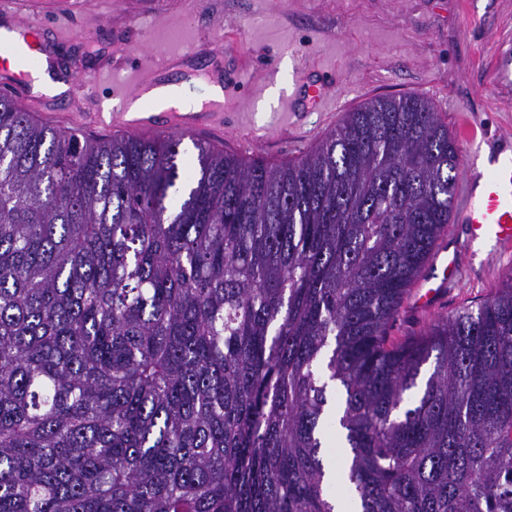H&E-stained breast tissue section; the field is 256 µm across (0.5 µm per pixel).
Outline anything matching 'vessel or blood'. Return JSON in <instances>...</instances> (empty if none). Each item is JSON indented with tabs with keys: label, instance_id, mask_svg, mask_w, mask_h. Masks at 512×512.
Returning <instances> with one entry per match:
<instances>
[{
	"label": "vessel or blood",
	"instance_id": "1",
	"mask_svg": "<svg viewBox=\"0 0 512 512\" xmlns=\"http://www.w3.org/2000/svg\"><path fill=\"white\" fill-rule=\"evenodd\" d=\"M47 29L39 18H32L15 29L12 36H0V67L17 65L19 85H26L31 69L40 56L51 53L52 43L46 40ZM161 59L149 69H132L127 81L110 83L111 63H104L95 75L99 84H111L114 94L126 95L128 89L142 90L178 62V55L161 50ZM494 82L499 92H512V49L499 50L490 60ZM331 99V86L324 76L297 71L294 90L288 98L291 123H298L303 114L324 111ZM224 119L223 103H213L200 112H127L112 113L111 123L136 133L170 131L180 136L195 137L215 127ZM465 140L472 149L464 199L455 214L465 224L470 240L489 239L497 248H512V166L485 167L483 143L486 132L482 126L463 120L459 123ZM457 252L440 246L434 253L429 274L412 290L408 306L417 314L428 312L460 277Z\"/></svg>",
	"mask_w": 512,
	"mask_h": 512
}]
</instances>
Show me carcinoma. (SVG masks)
Masks as SVG:
<instances>
[{
	"label": "carcinoma",
	"mask_w": 512,
	"mask_h": 512,
	"mask_svg": "<svg viewBox=\"0 0 512 512\" xmlns=\"http://www.w3.org/2000/svg\"><path fill=\"white\" fill-rule=\"evenodd\" d=\"M78 139L0 95V512H512V278L389 329L456 141L375 97L285 164Z\"/></svg>",
	"instance_id": "obj_1"
}]
</instances>
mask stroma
<instances>
[{"label":"stroma","mask_w":512,"mask_h":512,"mask_svg":"<svg viewBox=\"0 0 512 512\" xmlns=\"http://www.w3.org/2000/svg\"><path fill=\"white\" fill-rule=\"evenodd\" d=\"M19 13L67 32L54 55L75 84L87 86V112L108 110L107 90L90 84L102 59L124 73L156 46L184 51L193 37L225 35L222 57H193L168 76L188 81L189 95L202 99L211 76L222 73L224 133L207 142L245 160L297 159L346 112L398 94L430 100L453 133L457 113L468 111L490 146L512 148V102L499 97L485 65L512 37V0H23ZM300 61L334 69L337 85L328 111L309 113L296 128L280 119L287 91L271 101L254 96L251 83L273 87L284 66ZM444 239L461 246L458 282L429 315L399 316L393 338L423 334L512 277V256L469 243L464 225L450 223Z\"/></svg>","instance_id":"obj_1"}]
</instances>
